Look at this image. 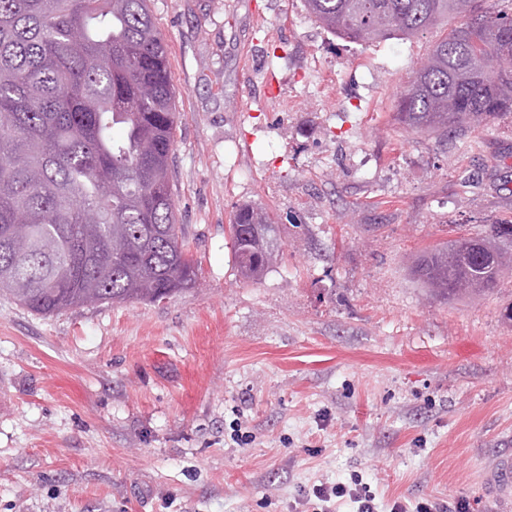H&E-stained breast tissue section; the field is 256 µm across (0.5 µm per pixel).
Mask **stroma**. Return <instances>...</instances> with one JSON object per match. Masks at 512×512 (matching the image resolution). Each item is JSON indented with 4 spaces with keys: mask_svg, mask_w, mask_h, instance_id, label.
<instances>
[{
    "mask_svg": "<svg viewBox=\"0 0 512 512\" xmlns=\"http://www.w3.org/2000/svg\"><path fill=\"white\" fill-rule=\"evenodd\" d=\"M149 8L198 282L47 317L0 294V512H306L355 477L379 512H512L481 487L512 436V280L445 303L409 275L512 224V116L442 138L395 121L439 28L367 44L303 0ZM243 205L279 227L257 282L232 263Z\"/></svg>",
    "mask_w": 512,
    "mask_h": 512,
    "instance_id": "stroma-1",
    "label": "stroma"
}]
</instances>
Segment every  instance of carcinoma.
I'll return each instance as SVG.
<instances>
[{
	"label": "carcinoma",
	"mask_w": 512,
	"mask_h": 512,
	"mask_svg": "<svg viewBox=\"0 0 512 512\" xmlns=\"http://www.w3.org/2000/svg\"><path fill=\"white\" fill-rule=\"evenodd\" d=\"M357 43L442 25L395 118L441 137L512 115V0H304ZM176 91L148 0H0V293L41 315L195 287L176 226L170 163ZM239 274L259 281L278 227L233 215ZM414 283L443 301L493 295L512 274V224L417 257Z\"/></svg>",
	"instance_id": "1"
}]
</instances>
